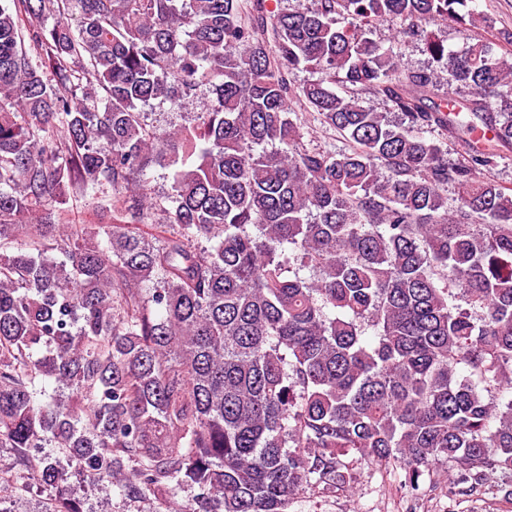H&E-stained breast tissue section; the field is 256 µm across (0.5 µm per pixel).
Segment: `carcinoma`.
<instances>
[{"instance_id":"cac0c4a2","label":"carcinoma","mask_w":512,"mask_h":512,"mask_svg":"<svg viewBox=\"0 0 512 512\" xmlns=\"http://www.w3.org/2000/svg\"><path fill=\"white\" fill-rule=\"evenodd\" d=\"M244 2L0 0V448L50 512H82L71 468L189 487L182 512H287L362 463L511 497L512 192L484 171L512 152V52L431 31L413 69L370 37L489 24L468 0ZM292 102L349 149L306 148ZM79 199L108 221L67 223ZM435 29L442 39L446 40L448 50L461 51L466 46V36L460 32V28L451 20L439 22L435 26L427 27V30ZM208 101V93L206 90L198 91L194 97L186 99L182 106L175 111H161L159 109L153 110L149 121H157V124L168 125L171 123H184L190 118L192 112H200ZM160 112V113H158ZM165 112V113H163Z\"/></svg>"}]
</instances>
